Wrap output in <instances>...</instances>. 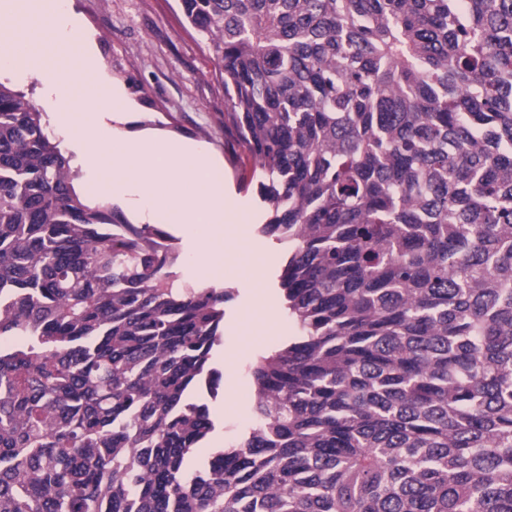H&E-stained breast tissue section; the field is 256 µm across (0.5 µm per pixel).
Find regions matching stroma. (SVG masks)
<instances>
[{"mask_svg": "<svg viewBox=\"0 0 512 512\" xmlns=\"http://www.w3.org/2000/svg\"><path fill=\"white\" fill-rule=\"evenodd\" d=\"M71 2L96 45L98 68L88 80L101 103L111 105L110 89L117 85L136 129L202 141L222 155L236 147L234 135L224 130L223 63L185 22L179 0ZM224 174L236 193L237 221L224 227V285L232 296L224 304L219 342L221 388L209 403L215 430L197 453L201 460L249 432L250 365L297 334L280 289L284 248L259 232L268 209L259 200L250 157L225 163Z\"/></svg>", "mask_w": 512, "mask_h": 512, "instance_id": "35a3bbf8", "label": "stroma"}]
</instances>
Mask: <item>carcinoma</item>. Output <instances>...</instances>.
Masks as SVG:
<instances>
[{
	"label": "carcinoma",
	"mask_w": 512,
	"mask_h": 512,
	"mask_svg": "<svg viewBox=\"0 0 512 512\" xmlns=\"http://www.w3.org/2000/svg\"><path fill=\"white\" fill-rule=\"evenodd\" d=\"M299 335L214 430L231 290L0 82V512H512V0H180ZM165 229L177 239V247L180 252V264L176 267V271L180 275L183 282L194 285V283L204 284L201 279L204 277L198 271L196 265L192 263L190 251L188 250V237L190 232H182L181 230L171 228L168 224H162Z\"/></svg>",
	"instance_id": "cac0c4a2"
}]
</instances>
